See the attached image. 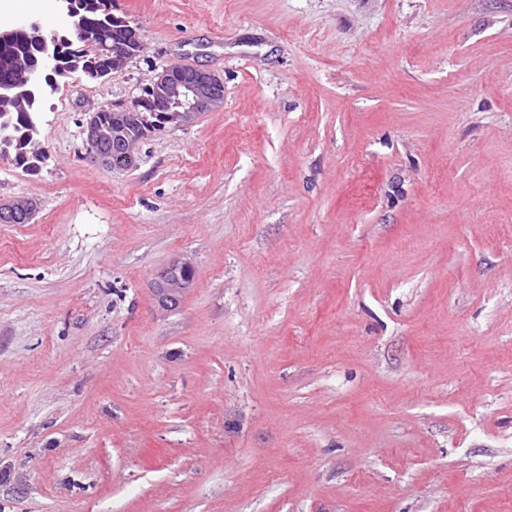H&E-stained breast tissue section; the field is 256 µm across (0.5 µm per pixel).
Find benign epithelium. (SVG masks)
<instances>
[{"label":"benign epithelium","mask_w":512,"mask_h":512,"mask_svg":"<svg viewBox=\"0 0 512 512\" xmlns=\"http://www.w3.org/2000/svg\"><path fill=\"white\" fill-rule=\"evenodd\" d=\"M65 23L59 31H45L36 21L26 22L15 29L0 32V44L24 41L42 51L41 67H27L17 78L6 85H0V113H9L33 107L35 99L32 87L43 81L54 80L57 69L56 57L49 46L60 41L79 37L86 40L108 58L110 70L122 68L128 60L136 56L142 48L137 27L128 21L120 26L121 34L101 32L90 37L81 30L77 21L79 11L76 0H58ZM154 108L164 113L168 122L186 124L202 112H210L224 102V81L205 68L185 69L180 66L165 68L157 74L149 85ZM138 108L111 110V123L104 125L99 113L94 112L86 121L84 132L89 144H112V150L129 161L135 159L142 137L131 133V117ZM36 204L31 201L14 202L0 207V222L18 224L33 219ZM186 264H177L164 269L158 276L156 286L166 301L173 302L185 288L183 271Z\"/></svg>","instance_id":"1"}]
</instances>
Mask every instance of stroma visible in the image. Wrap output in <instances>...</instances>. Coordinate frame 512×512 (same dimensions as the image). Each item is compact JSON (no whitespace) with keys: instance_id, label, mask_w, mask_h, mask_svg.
Returning <instances> with one entry per match:
<instances>
[{"instance_id":"stroma-1","label":"stroma","mask_w":512,"mask_h":512,"mask_svg":"<svg viewBox=\"0 0 512 512\" xmlns=\"http://www.w3.org/2000/svg\"><path fill=\"white\" fill-rule=\"evenodd\" d=\"M114 12L0 155V512H512V0ZM169 65L222 107L94 162ZM36 212V204L31 201L14 202L0 207L1 224L29 222ZM188 268L186 264L172 265L159 274L156 286L165 301L173 302L177 300L180 291L185 288L186 285L182 273Z\"/></svg>"}]
</instances>
